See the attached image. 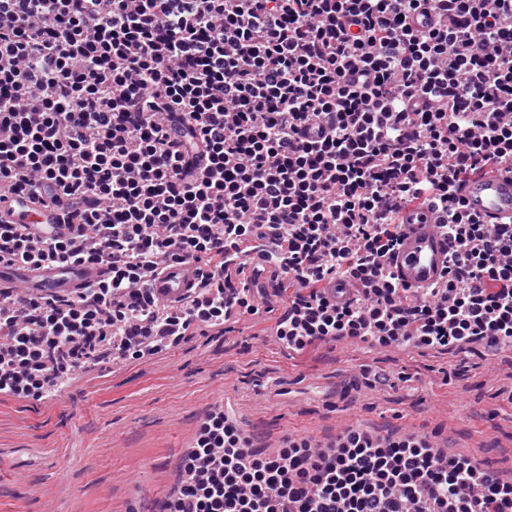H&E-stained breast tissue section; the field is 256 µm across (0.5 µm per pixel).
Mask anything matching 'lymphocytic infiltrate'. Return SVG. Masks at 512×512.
I'll list each match as a JSON object with an SVG mask.
<instances>
[{"instance_id":"1","label":"lymphocytic infiltrate","mask_w":512,"mask_h":512,"mask_svg":"<svg viewBox=\"0 0 512 512\" xmlns=\"http://www.w3.org/2000/svg\"><path fill=\"white\" fill-rule=\"evenodd\" d=\"M509 158L512 0H0V193L55 198L68 225L0 223V264L102 269L64 296L0 291V393L258 315L253 253L303 286L275 323L293 351L511 345L512 224L457 194ZM423 204L448 269L413 297L389 259ZM171 259L200 290L167 308L146 283ZM179 470L164 512H512L494 471L354 425L264 453L217 409Z\"/></svg>"}]
</instances>
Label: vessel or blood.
Returning a JSON list of instances; mask_svg holds the SVG:
<instances>
[{
    "instance_id": "1",
    "label": "vessel or blood",
    "mask_w": 512,
    "mask_h": 512,
    "mask_svg": "<svg viewBox=\"0 0 512 512\" xmlns=\"http://www.w3.org/2000/svg\"><path fill=\"white\" fill-rule=\"evenodd\" d=\"M468 208L487 224L512 223V164H497L469 176L460 187ZM65 220L62 205L38 201L20 194L0 195V222L5 224H60ZM403 239L390 266L400 284L409 290L442 281L446 275L449 243L439 224L441 215L423 206L404 216ZM98 267H21L0 264V285L39 294H51L97 279ZM199 282L198 266L173 260L161 275L152 276L153 294L167 305H178Z\"/></svg>"
}]
</instances>
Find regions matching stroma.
<instances>
[{"mask_svg": "<svg viewBox=\"0 0 512 512\" xmlns=\"http://www.w3.org/2000/svg\"><path fill=\"white\" fill-rule=\"evenodd\" d=\"M264 311L150 359L103 360L58 396L0 394V512H160L210 405L232 406L260 449L346 423L410 432L512 480V347L301 353L274 338L287 292L251 271Z\"/></svg>", "mask_w": 512, "mask_h": 512, "instance_id": "stroma-1", "label": "stroma"}]
</instances>
